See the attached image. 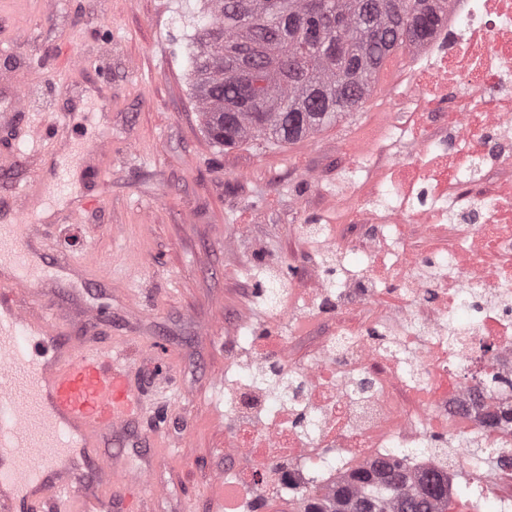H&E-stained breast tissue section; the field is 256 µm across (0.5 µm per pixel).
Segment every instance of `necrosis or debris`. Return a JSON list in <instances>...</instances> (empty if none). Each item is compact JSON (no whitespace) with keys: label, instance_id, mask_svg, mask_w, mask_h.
Segmentation results:
<instances>
[{"label":"necrosis or debris","instance_id":"1","mask_svg":"<svg viewBox=\"0 0 512 512\" xmlns=\"http://www.w3.org/2000/svg\"><path fill=\"white\" fill-rule=\"evenodd\" d=\"M437 48L433 60L415 51L420 108L387 131L415 158L349 171L335 224L296 227L335 277L312 267L299 299L269 304L274 331L240 338L224 381L226 512L272 494L335 496L350 468L397 448L422 474L452 426L471 445L448 475L512 456V390L490 380L512 377V181L482 183L512 168V0H448ZM339 222L359 235L341 238ZM298 317L331 322L303 362L281 330Z\"/></svg>","mask_w":512,"mask_h":512}]
</instances>
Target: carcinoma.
<instances>
[{"label":"carcinoma","instance_id":"cac0c4a2","mask_svg":"<svg viewBox=\"0 0 512 512\" xmlns=\"http://www.w3.org/2000/svg\"><path fill=\"white\" fill-rule=\"evenodd\" d=\"M447 0H204L206 23L190 63L194 97L218 146L261 137L292 143L357 111L386 58L432 41L448 22ZM346 512H435L448 502L437 470L412 482L405 456L355 470Z\"/></svg>","mask_w":512,"mask_h":512}]
</instances>
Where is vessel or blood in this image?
I'll use <instances>...</instances> for the list:
<instances>
[{"label": "vessel or blood", "instance_id": "b4317fda", "mask_svg": "<svg viewBox=\"0 0 512 512\" xmlns=\"http://www.w3.org/2000/svg\"><path fill=\"white\" fill-rule=\"evenodd\" d=\"M31 196L22 188L17 223L0 225V512H155L149 469L118 468L109 450L138 428L143 400L125 356L90 336L100 310L64 311L43 289L81 270L65 254L36 260Z\"/></svg>", "mask_w": 512, "mask_h": 512}]
</instances>
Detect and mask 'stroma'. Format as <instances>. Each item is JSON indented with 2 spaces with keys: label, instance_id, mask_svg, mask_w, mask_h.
<instances>
[{
  "label": "stroma",
  "instance_id": "obj_1",
  "mask_svg": "<svg viewBox=\"0 0 512 512\" xmlns=\"http://www.w3.org/2000/svg\"><path fill=\"white\" fill-rule=\"evenodd\" d=\"M197 0H0V113L16 92L43 125L67 129L41 167L37 198L50 252L111 257L112 312L99 340L127 350L145 418L181 458L160 461L157 512H216L213 479L224 470V373L239 325L268 329L259 291L266 263L279 261L287 287H307L320 256L296 225L336 214L334 193L355 165L350 142L383 149L394 113L407 107L413 59L396 54L361 109L292 144L262 139L218 150L207 138L191 91L188 37L202 17ZM84 55L100 69L47 62ZM112 135L105 180L79 223L66 221L82 179L60 183L65 150ZM237 245L225 251L224 241Z\"/></svg>",
  "mask_w": 512,
  "mask_h": 512
}]
</instances>
